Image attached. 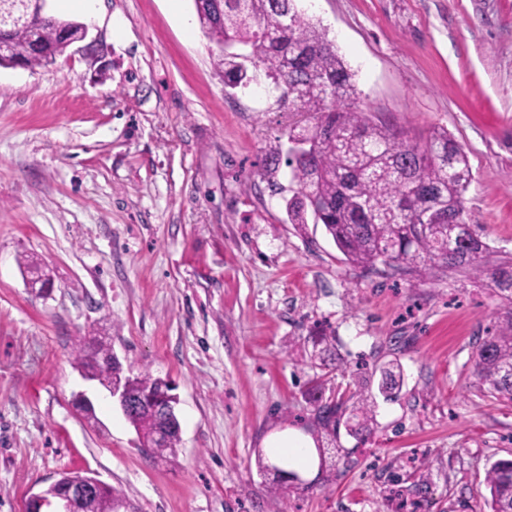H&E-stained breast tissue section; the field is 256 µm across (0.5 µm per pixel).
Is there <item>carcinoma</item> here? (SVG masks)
Masks as SVG:
<instances>
[{"mask_svg":"<svg viewBox=\"0 0 512 512\" xmlns=\"http://www.w3.org/2000/svg\"><path fill=\"white\" fill-rule=\"evenodd\" d=\"M200 25L218 49L224 84L245 88L258 73L279 92L277 108L306 115L304 125L289 129L288 139L307 143V151L290 154L295 194L287 213L294 224L316 217L337 248L353 264L371 269L382 265L394 274H427L465 270L483 281L503 303L504 312L486 332L474 356V375L487 392L512 402V258H493L483 228L466 220L465 193L474 181L467 152L445 130L410 141L373 122L353 107L357 90L353 75L325 33L295 7V0H194ZM80 35L83 25L51 16L10 26L0 67L14 63L45 65L46 53L65 52L59 28ZM443 212L447 220L417 222ZM75 360L100 382L120 386L132 407L125 416L149 454H175L181 426L176 412L162 403L144 402L147 394L171 390L147 371L127 375L110 360L111 343L98 340L76 345ZM371 379L360 375L349 395L325 396L316 382L310 393L315 426L336 437L341 421L350 433H371L375 405L367 394ZM270 486L277 501L293 485L288 459ZM491 512H512V460L493 463L485 477ZM122 495L108 487L87 498L81 512H114Z\"/></svg>","mask_w":512,"mask_h":512,"instance_id":"1","label":"carcinoma"}]
</instances>
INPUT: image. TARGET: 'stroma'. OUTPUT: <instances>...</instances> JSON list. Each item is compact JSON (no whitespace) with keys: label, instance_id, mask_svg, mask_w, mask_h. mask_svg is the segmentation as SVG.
<instances>
[{"label":"stroma","instance_id":"stroma-1","mask_svg":"<svg viewBox=\"0 0 512 512\" xmlns=\"http://www.w3.org/2000/svg\"><path fill=\"white\" fill-rule=\"evenodd\" d=\"M354 75L356 104L469 155L470 223L512 252V0H298ZM83 41L44 68L0 67V512L65 471L131 512H489L485 473L512 458V403L473 356L500 301L463 271L385 275L323 225L294 224L287 113L231 89L193 0H99ZM37 262L51 291L29 287ZM339 359L312 367V339ZM104 337L177 399L181 442L154 458L73 350ZM398 364L372 432L271 502L256 455L313 425L316 379ZM85 395L93 414L77 411Z\"/></svg>","mask_w":512,"mask_h":512}]
</instances>
